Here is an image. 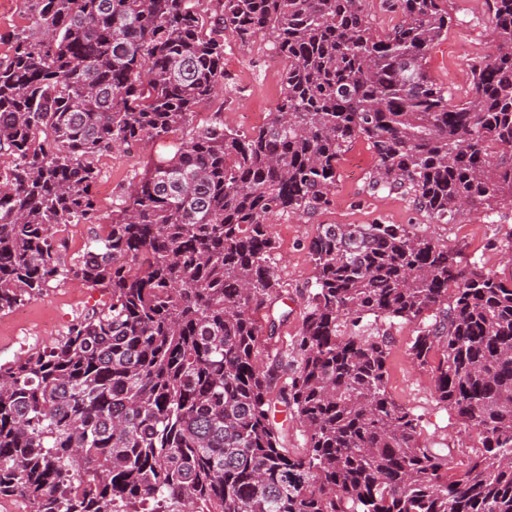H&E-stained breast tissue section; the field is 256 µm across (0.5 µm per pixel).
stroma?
I'll return each instance as SVG.
<instances>
[{"mask_svg":"<svg viewBox=\"0 0 512 512\" xmlns=\"http://www.w3.org/2000/svg\"><path fill=\"white\" fill-rule=\"evenodd\" d=\"M448 13L452 18L448 36L431 49L428 70L453 98L460 99L470 94L472 63L485 59L493 50L488 0H448ZM281 75L282 65L269 56L263 37H256L247 45L227 39L224 88L197 107L193 126L177 131L165 141L117 147L100 158L94 193L102 214H111L113 205L130 181L140 176L147 160L170 155L176 145L192 135L194 125L220 120L232 129L247 132L266 124L275 110ZM373 165L369 146L357 141L340 162L331 209L312 217H272L278 246L275 273L282 288V298L273 312L286 314L287 319L278 330L277 343H262L264 365H272L277 346L290 344L301 327L306 292L315 275L308 245L318 225L409 224L458 252L462 262L477 264L494 277L512 279L511 206L494 213L473 210L456 223L438 224L402 195L370 192L367 178ZM89 305L88 289L78 281L68 280L17 309L0 313V363L15 359L23 351L53 344L62 337L70 320ZM46 321L55 323L53 335L44 334L42 324ZM414 330V324L400 320L389 329L392 342L388 392L398 405L419 415L427 446L463 459L464 429L435 400L430 370L409 354Z\"/></svg>","mask_w":512,"mask_h":512,"instance_id":"35a3bbf8","label":"stroma"}]
</instances>
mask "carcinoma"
Returning a JSON list of instances; mask_svg holds the SVG:
<instances>
[{"label":"carcinoma","instance_id":"1","mask_svg":"<svg viewBox=\"0 0 512 512\" xmlns=\"http://www.w3.org/2000/svg\"><path fill=\"white\" fill-rule=\"evenodd\" d=\"M27 0L0 57V312L76 279L101 299L57 342L0 365V501L32 512H512V280L461 265L409 224H320L297 336L259 364L271 313L273 214L330 208L367 142L373 192L438 224L512 206V0H489L494 56L456 101L427 69L448 0ZM268 38L283 64L268 123L196 128L103 223L97 158L192 122L224 83V39ZM70 224H93L63 254ZM268 310L266 322L259 314ZM477 432L465 459L421 439L387 390L390 336ZM280 402L303 450L270 417ZM369 19L378 29H388L399 21V14L390 0H365Z\"/></svg>","mask_w":512,"mask_h":512}]
</instances>
